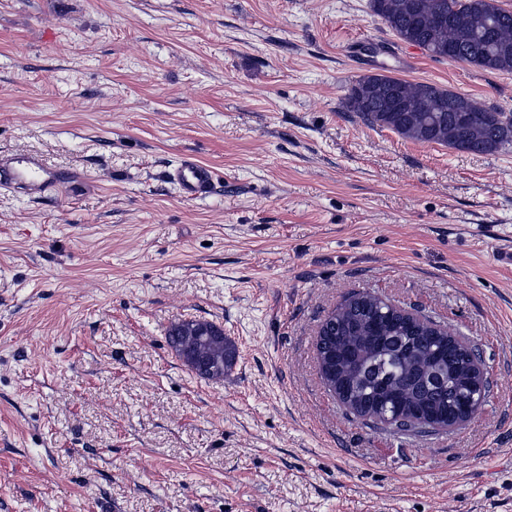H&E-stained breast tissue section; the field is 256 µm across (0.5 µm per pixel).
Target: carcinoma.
<instances>
[{"label": "carcinoma", "instance_id": "carcinoma-1", "mask_svg": "<svg viewBox=\"0 0 512 512\" xmlns=\"http://www.w3.org/2000/svg\"><path fill=\"white\" fill-rule=\"evenodd\" d=\"M372 12L402 41L438 60L512 72V10L495 0H370ZM345 106L365 123L423 143L472 155L490 154L512 142V119L501 127L479 120L496 108L449 89L371 74L347 89ZM471 340L428 317L389 305L368 292H353L322 321L316 339L320 367L326 354L341 404L356 417L409 433L408 422L430 418L443 425L461 397L477 391L466 354ZM215 358L229 366L231 344L208 341Z\"/></svg>", "mask_w": 512, "mask_h": 512}]
</instances>
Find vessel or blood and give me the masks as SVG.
Instances as JSON below:
<instances>
[{"label": "vessel or blood", "instance_id": "b4317fda", "mask_svg": "<svg viewBox=\"0 0 512 512\" xmlns=\"http://www.w3.org/2000/svg\"><path fill=\"white\" fill-rule=\"evenodd\" d=\"M70 175L43 163L34 155L0 158V188L29 198H38L69 181ZM172 181L188 200L206 196L213 188L214 172L194 159H182L173 168Z\"/></svg>", "mask_w": 512, "mask_h": 512}]
</instances>
